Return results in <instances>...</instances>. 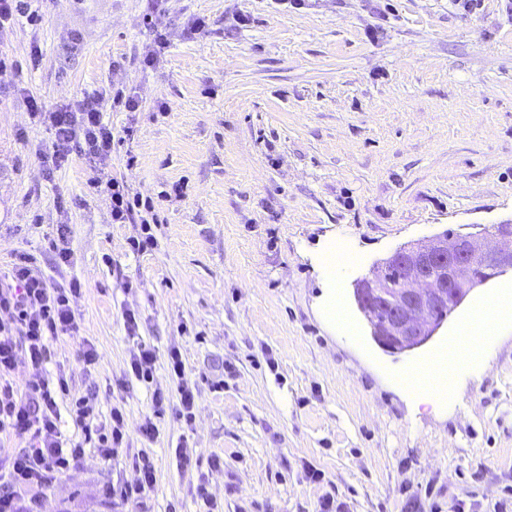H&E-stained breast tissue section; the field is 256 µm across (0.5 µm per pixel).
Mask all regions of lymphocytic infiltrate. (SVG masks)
<instances>
[{
	"label": "lymphocytic infiltrate",
	"mask_w": 512,
	"mask_h": 512,
	"mask_svg": "<svg viewBox=\"0 0 512 512\" xmlns=\"http://www.w3.org/2000/svg\"><path fill=\"white\" fill-rule=\"evenodd\" d=\"M53 137L43 156L47 169H56L72 156H100L112 150V131L104 124L99 96L83 100L76 110L47 115ZM112 201V221L136 219L149 225L152 204L141 203L126 181L104 177ZM81 292L79 280L68 287H52L35 257L19 254L10 272L0 275V434L24 440L23 448L0 450V512H35L33 491L49 486L72 469L93 445L103 458L116 456L126 438L125 416L113 408L107 431L93 432L96 407L78 398L70 410L74 423L85 432L83 442L71 441L60 429L57 395L67 394L66 373H49V345L54 338L78 332L72 306ZM25 364L30 376L18 390L12 375Z\"/></svg>",
	"instance_id": "lymphocytic-infiltrate-1"
}]
</instances>
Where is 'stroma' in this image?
<instances>
[{
    "label": "stroma",
    "mask_w": 512,
    "mask_h": 512,
    "mask_svg": "<svg viewBox=\"0 0 512 512\" xmlns=\"http://www.w3.org/2000/svg\"><path fill=\"white\" fill-rule=\"evenodd\" d=\"M39 21L0 37V264L33 253L51 284L79 276L80 329L50 344L70 377L60 427L84 434L71 397L99 421L126 417V443L79 464L39 495V512H113L114 492L149 454L145 512H199L206 475L224 512H314L327 492L349 512H447L454 497L512 500V324L485 343L481 367L432 403L406 379L447 347L471 306L512 288V270L472 291L410 352L379 346L354 299L357 281L401 246L451 229L495 244L512 224V0H36ZM155 63H148L149 54ZM103 102L109 155L45 171L43 111ZM138 100L137 111L115 95ZM123 179L151 198L153 247L116 224L92 183ZM67 225L73 259L51 241ZM348 261L328 279L330 247ZM336 296L351 324L324 316ZM139 316L129 336L122 315ZM154 347L153 386L126 376L138 342ZM98 354L81 361L83 343ZM179 348L198 387L192 422L170 401L155 439L139 427L153 388L174 391ZM193 443L199 469L170 452ZM224 464L213 468L209 458ZM324 473L301 476L303 462Z\"/></svg>",
    "instance_id": "35a3bbf8"
}]
</instances>
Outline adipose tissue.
Instances as JSON below:
<instances>
[{
    "mask_svg": "<svg viewBox=\"0 0 512 512\" xmlns=\"http://www.w3.org/2000/svg\"><path fill=\"white\" fill-rule=\"evenodd\" d=\"M512 318V296L502 295L494 307L480 304L471 311L466 336L456 338L448 350L440 352L433 360L415 366L419 377H433L443 386L452 385L459 371L478 365L485 355L483 338L489 321Z\"/></svg>",
    "mask_w": 512,
    "mask_h": 512,
    "instance_id": "ef3b65f1",
    "label": "adipose tissue"
}]
</instances>
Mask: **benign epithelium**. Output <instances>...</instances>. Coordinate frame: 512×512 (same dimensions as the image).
<instances>
[{"label":"benign epithelium","mask_w":512,"mask_h":512,"mask_svg":"<svg viewBox=\"0 0 512 512\" xmlns=\"http://www.w3.org/2000/svg\"><path fill=\"white\" fill-rule=\"evenodd\" d=\"M495 235L497 244L483 249L471 235L450 237L444 232L424 244L404 245L378 263L354 289L376 342L387 351L403 352L430 341L442 326L439 312H453L472 290L486 283L473 273L475 259L501 272L512 270V224L501 225ZM394 264L405 269L403 284L382 292L380 270ZM438 266L447 272L440 281L431 275Z\"/></svg>","instance_id":"1"}]
</instances>
